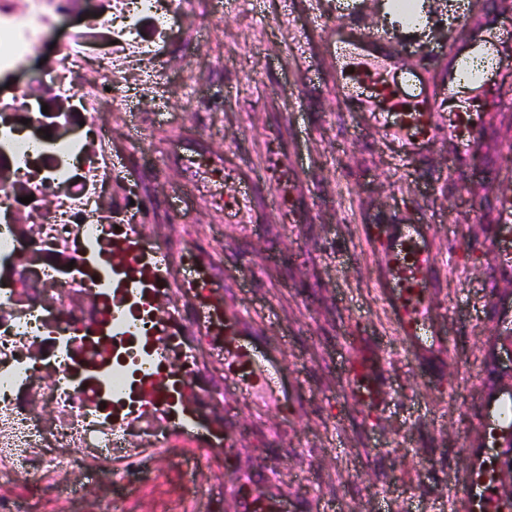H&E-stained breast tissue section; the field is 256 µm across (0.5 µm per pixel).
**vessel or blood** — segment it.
Wrapping results in <instances>:
<instances>
[{
	"mask_svg": "<svg viewBox=\"0 0 512 512\" xmlns=\"http://www.w3.org/2000/svg\"><path fill=\"white\" fill-rule=\"evenodd\" d=\"M486 51V41L466 39L448 48L443 57L423 56L416 70L417 84L395 88L382 81L377 64L399 67L398 45L364 25L346 22L336 26V53L349 55L348 68L336 76V98L352 112L362 109L365 98H373L378 111L371 121L377 126L384 146L407 160L421 162L436 149L454 143L459 157H466L480 128L489 119L496 101L483 70L467 68L465 47ZM461 71L465 85L474 95L468 105L446 115L443 105L453 100L456 90L448 80L449 70ZM256 204L262 210L279 208L280 197L266 178L251 168L240 172L233 206ZM497 223L489 244L495 252V279L512 277V243L503 237L512 225V192L494 199ZM362 234L373 243L376 288L394 333L420 372L440 380L452 358L453 340L436 310L440 270L444 265L433 245L431 224H366ZM239 275L225 272V289H218L207 261L195 263L185 285L200 297L198 319L220 326L224 333V388L251 400L269 389L280 365L265 367L272 356L286 358V341L266 336L256 312L242 296ZM508 293L492 290L480 315L490 322L492 336L487 361L499 367L501 353L512 348V312L506 307ZM384 361L350 345L344 357V393L358 406L365 423L382 415L393 400L383 374ZM474 423L466 439L468 460L459 471L448 501L449 512H512V389L497 383L483 385L472 406ZM246 450L241 431L224 427V501L234 512H289L287 495L274 492L276 463L238 480L240 460Z\"/></svg>",
	"mask_w": 512,
	"mask_h": 512,
	"instance_id": "vessel-or-blood-1",
	"label": "vessel or blood"
}]
</instances>
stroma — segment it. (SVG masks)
Wrapping results in <instances>:
<instances>
[{"mask_svg":"<svg viewBox=\"0 0 512 512\" xmlns=\"http://www.w3.org/2000/svg\"><path fill=\"white\" fill-rule=\"evenodd\" d=\"M223 17L219 35L186 43L182 53L198 82L171 68L168 100L158 112H134L112 128L114 152L135 130L151 126L164 153L149 152L136 166L115 165L123 189L147 191L136 211L149 223L151 208H166L193 184L197 223L228 267H247L245 295L265 312L270 335L286 338L298 369L276 385L278 403L241 412L224 398V418L242 431L252 468L277 459L275 490L295 508L330 501L340 512H439L466 463L464 430L471 426L476 393L470 378L486 365L490 328L472 318L494 264L480 231L493 225V200L512 163L486 144L512 146V120L492 118L457 177L448 146L421 170L378 145L374 128L345 111L330 90L336 79L335 24L330 0H206ZM268 173L284 200L241 230L225 217L224 153ZM292 164L279 167L282 156ZM432 224L440 252L468 223L471 242L441 273L438 307L447 316L455 353L442 383L430 382L403 357L374 288L375 265L360 237L364 224L390 217ZM386 360L395 399L384 417L364 428L360 412L342 393L343 357L352 342ZM284 444H265L272 428ZM435 463L430 473L412 466L416 456Z\"/></svg>","mask_w":512,"mask_h":512,"instance_id":"stroma-1","label":"stroma"}]
</instances>
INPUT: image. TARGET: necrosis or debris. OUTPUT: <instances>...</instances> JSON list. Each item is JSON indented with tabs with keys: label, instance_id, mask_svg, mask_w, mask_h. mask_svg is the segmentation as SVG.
Segmentation results:
<instances>
[{
	"label": "necrosis or debris",
	"instance_id": "obj_1",
	"mask_svg": "<svg viewBox=\"0 0 512 512\" xmlns=\"http://www.w3.org/2000/svg\"><path fill=\"white\" fill-rule=\"evenodd\" d=\"M203 0H0V72L41 76L0 101V512H208L224 484L222 354L163 300L182 267L112 193V122L164 100L146 59L179 58Z\"/></svg>",
	"mask_w": 512,
	"mask_h": 512
}]
</instances>
